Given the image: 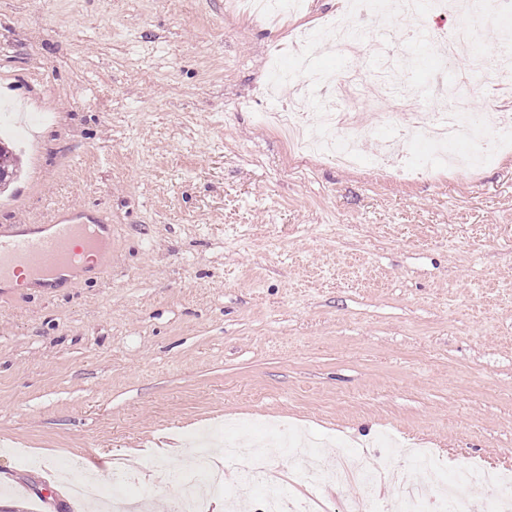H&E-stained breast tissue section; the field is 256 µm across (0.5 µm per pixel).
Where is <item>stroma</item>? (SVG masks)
<instances>
[{"mask_svg": "<svg viewBox=\"0 0 512 512\" xmlns=\"http://www.w3.org/2000/svg\"><path fill=\"white\" fill-rule=\"evenodd\" d=\"M226 0H0V135L25 140L0 225L104 212L107 260L0 288V512H90L100 480L198 439L512 469V156L389 183L289 160L261 113L279 35Z\"/></svg>", "mask_w": 512, "mask_h": 512, "instance_id": "1", "label": "stroma"}]
</instances>
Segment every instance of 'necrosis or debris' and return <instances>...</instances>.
<instances>
[{
	"label": "necrosis or debris",
	"mask_w": 512,
	"mask_h": 512,
	"mask_svg": "<svg viewBox=\"0 0 512 512\" xmlns=\"http://www.w3.org/2000/svg\"><path fill=\"white\" fill-rule=\"evenodd\" d=\"M415 0H381L371 8L369 0H345L341 11L324 17L319 23L296 29L288 43V51L297 60L295 85L297 93L284 102L272 122L283 130H298L300 139L293 148L299 157L314 152L343 168L355 167L360 161L357 142L368 138V131H356L348 109L353 90L364 81L381 79L399 81L400 92L393 110L376 109L377 128L389 129L385 141L372 163L377 171L392 177H411L438 171H465L480 163L498 160L512 149V114L501 110L493 113L474 111L470 96L453 97L451 104L423 106L411 83L404 79L403 69L384 67L363 74L357 63L363 51L386 60L391 49L384 40L369 41L362 29L368 13L384 17L386 23L402 21V41L421 38L424 23L411 20ZM430 13H453L457 25L438 35L443 61H455L461 51L469 53L468 73L488 78L498 90L512 92V40L503 39L495 54L487 55L477 48L481 30L498 17L512 13V0H431ZM332 48L347 64L338 79L311 68L308 58L311 42ZM470 143L466 155L449 157L448 147L458 140ZM263 453L240 442L224 445L225 464H244L246 476L233 491L222 492L223 473L217 472L206 448L195 449L186 462L166 482L177 490V512H207L212 495L224 496L228 512H317L315 507L297 505L287 481L276 467L262 463ZM287 457L313 490L340 487L351 482L364 486L362 497L345 502L344 512H376L379 473L367 458L340 453L335 469L327 470L300 461L296 442H289ZM427 475L429 482L422 492L400 497L401 512H465L464 500L457 488H451L444 476L443 464L430 451L413 459ZM459 486L472 488L497 505L498 512H512V472L488 467L468 466L458 475Z\"/></svg>",
	"instance_id": "1"
}]
</instances>
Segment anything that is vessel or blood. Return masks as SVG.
<instances>
[{"label":"vessel or blood","mask_w":512,"mask_h":512,"mask_svg":"<svg viewBox=\"0 0 512 512\" xmlns=\"http://www.w3.org/2000/svg\"><path fill=\"white\" fill-rule=\"evenodd\" d=\"M112 228L105 219L59 213L40 235L0 233V282L25 276L33 280L60 279L82 262H100Z\"/></svg>","instance_id":"1"}]
</instances>
